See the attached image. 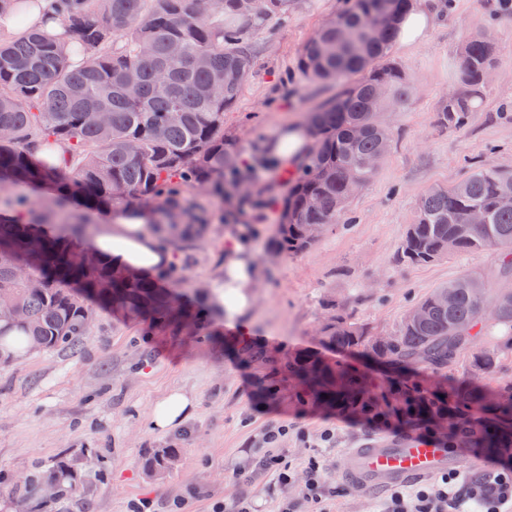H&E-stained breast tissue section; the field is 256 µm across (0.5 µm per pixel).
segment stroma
<instances>
[{
	"label": "stroma",
	"mask_w": 512,
	"mask_h": 512,
	"mask_svg": "<svg viewBox=\"0 0 512 512\" xmlns=\"http://www.w3.org/2000/svg\"><path fill=\"white\" fill-rule=\"evenodd\" d=\"M348 6V0H294L286 18L253 32L259 51L251 78L224 115L226 147L245 157L268 153L283 125L304 122L312 107L336 94V85L306 77L299 60L314 32ZM475 26L494 36L495 75L468 125L445 127L438 112L458 88L460 51ZM388 57L413 90L387 114L389 151L342 219L303 252L272 251L277 204L288 188L279 168L253 183L270 207L246 215L256 229L250 250L259 279L248 320L257 348L277 359L311 355L384 386L401 371L367 349L329 344L321 333L327 305L387 334L435 288L464 273L488 274L496 265L489 251L410 267L395 256L430 188L461 181L478 164L512 168V13H502L499 0H448L422 43L391 47ZM228 231V224L212 225L204 240L185 250L186 279L179 288L188 308L203 315L196 331L151 332L120 312L99 311L79 353L31 352L0 362V476L12 481L34 466L49 470L59 459L72 460L84 494L50 504L47 512H128L132 500L144 498L154 512H165L177 498L184 499V512H214L240 498L249 499L253 512H277L282 493L257 460L265 428L278 422L288 432L277 451L292 462L295 483L303 482L308 457L322 454L331 512H377L384 492L350 484L343 475L347 453L376 430L336 410L304 405L292 378L270 377L241 354L232 331L200 297L197 284L222 269ZM503 333L497 322L486 321L469 345L473 352L500 351L496 371L481 380L489 389L512 384V350L504 348ZM174 389L194 398L192 420L177 434L148 432L146 414ZM328 427L336 431V444L324 449L319 437ZM156 448L179 449L175 468L146 471L144 461Z\"/></svg>",
	"instance_id": "35a3bbf8"
}]
</instances>
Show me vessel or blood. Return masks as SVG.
I'll return each mask as SVG.
<instances>
[{
    "label": "vessel or blood",
    "mask_w": 512,
    "mask_h": 512,
    "mask_svg": "<svg viewBox=\"0 0 512 512\" xmlns=\"http://www.w3.org/2000/svg\"><path fill=\"white\" fill-rule=\"evenodd\" d=\"M449 464L447 448L404 434L374 438L351 449L346 475L352 482L386 489L446 471Z\"/></svg>",
    "instance_id": "vessel-or-blood-1"
}]
</instances>
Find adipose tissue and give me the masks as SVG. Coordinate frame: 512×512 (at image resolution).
Instances as JSON below:
<instances>
[{"instance_id":"obj_1","label":"adipose tissue","mask_w":512,"mask_h":512,"mask_svg":"<svg viewBox=\"0 0 512 512\" xmlns=\"http://www.w3.org/2000/svg\"><path fill=\"white\" fill-rule=\"evenodd\" d=\"M441 12L433 0H419L403 15L395 35L397 45L412 47L421 42L438 24ZM154 216L146 208H126L113 213L101 226L93 249L111 264L144 273L160 269L172 261L171 253L162 248ZM257 278L256 260L240 242L227 248L224 270L211 285L210 305L219 317L248 338L245 315L252 304V288ZM194 400L181 390L170 391L158 401L147 420L149 428L160 433L182 426L190 416Z\"/></svg>"}]
</instances>
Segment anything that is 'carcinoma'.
<instances>
[{
  "instance_id": "cac0c4a2",
  "label": "carcinoma",
  "mask_w": 512,
  "mask_h": 512,
  "mask_svg": "<svg viewBox=\"0 0 512 512\" xmlns=\"http://www.w3.org/2000/svg\"><path fill=\"white\" fill-rule=\"evenodd\" d=\"M411 0H354L326 22L305 44L300 68L308 77L339 86L336 95L309 112L313 143L288 186L274 248L298 253L314 244L308 231L335 224L351 198L349 183L369 182L388 151L390 134L380 115L403 105L411 83L401 67L387 59L395 21ZM290 0H263V9H247L246 0H54L69 40L58 44L45 31L32 29L20 39L0 42V187L19 188L9 206L17 220L0 219V294L8 295L20 315L0 320L16 327L42 350L77 351L94 317L85 301L150 320L160 329L179 330L197 321L179 296L161 281L180 274L176 263L157 275L144 276L114 267L100 258L82 260L77 242L102 207L142 206L167 231L164 244L178 252L203 237L212 224L208 209L189 191L205 189L213 198L237 207L254 201L230 188L250 182L238 154L224 147V113L248 82L256 47L250 30L288 13ZM179 45L181 55H170ZM494 64L493 39L467 40L458 64L460 91L448 97L439 123L460 128L477 109L482 72ZM169 86L156 92L159 76ZM360 76L349 82L347 78ZM224 85L215 95L212 86ZM110 113L105 126L89 108ZM135 142L139 150L128 145ZM64 146L60 161L54 146ZM42 146V161L33 149ZM47 187L51 196L39 207L22 189ZM512 194V170L477 166L449 186H436L419 200L415 221L398 248L401 265L427 264L454 254L492 250L498 264L491 274L462 275L416 304L421 320H403L387 340L361 323L328 308L323 333L341 348L369 349L377 358L433 370L453 368L476 335L485 316L480 293L495 291L494 319L509 329L504 347L512 349V291L495 283L512 276V210L500 206ZM81 196L87 211H56L66 199ZM481 209L486 223H471ZM59 226L45 235L42 228ZM443 291L455 294L444 306ZM497 350H480L469 359L470 380L452 381L431 391L406 380L402 388L382 393L362 389L364 379L308 355L272 365V373L301 380L298 397L347 414H390L413 430L448 421V445L512 454V390L493 395L478 379L498 365ZM176 448H157L148 456L150 473L170 470ZM58 487L56 499H77L83 487L73 465L61 461L49 473ZM35 472L23 482L19 497L29 512H43L47 499L37 488Z\"/></svg>"
}]
</instances>
